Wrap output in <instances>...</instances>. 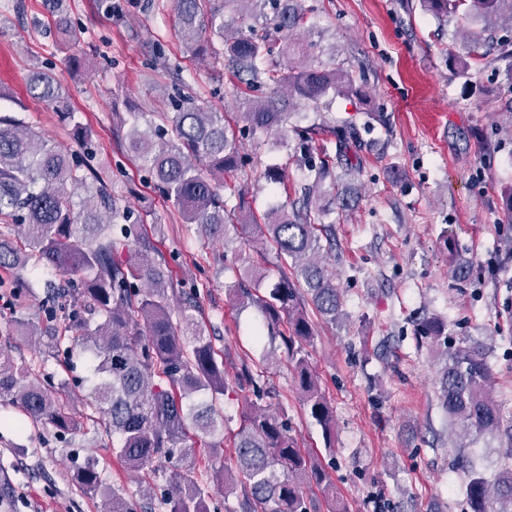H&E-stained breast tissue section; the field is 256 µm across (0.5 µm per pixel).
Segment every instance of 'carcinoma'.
<instances>
[{"mask_svg":"<svg viewBox=\"0 0 512 512\" xmlns=\"http://www.w3.org/2000/svg\"><path fill=\"white\" fill-rule=\"evenodd\" d=\"M420 6L458 32L478 24L490 39L499 28H512V0H420ZM268 8L276 32L288 37L285 46L276 48L277 40L254 25L228 34L233 23L257 20ZM174 10L185 57L196 61L220 52L238 81L271 86L268 95L244 101L241 118L252 133L286 136L295 116L292 106L313 103L328 110L339 96L361 94L344 62L315 56L318 43L304 0H175ZM448 54L465 71L481 63L470 44L458 51L453 42ZM28 91L72 125L81 155L65 154L21 120L0 115V224L18 228L13 237L0 233V268L15 271L20 297L28 288L22 270L32 257L65 276L50 299L68 298L73 309L62 330L48 331L47 345L56 352L65 341L80 348L91 363V390L86 411L78 413L1 346L0 400L60 433L77 431L86 421L104 424L106 434L117 437L116 456L136 472L162 455H192L188 440L209 439L217 449L216 438L224 435L219 408L226 390L224 360L195 320L197 294L171 306L161 272L149 256L154 247L134 212L98 180L92 133L72 111L61 86L36 71ZM375 120L371 112L362 121L325 116L312 136L293 127L312 189L321 188L338 162L344 163L345 177L359 172L361 134ZM122 123L130 125L127 150L151 173L185 223L196 226L201 240L225 239L232 228L258 225L256 253L274 251L278 271L277 281L258 303L272 328L285 325L279 335L297 387L309 415L331 442L332 410L304 353L312 338L305 300L332 323L342 308L334 273L321 260L333 248L331 240H323L331 203L320 193L307 195L289 209L268 213L262 223L242 202L237 212L229 211L215 181L239 167V142L228 134L224 113L192 96L177 99L171 116L159 113L154 119L146 112H129ZM444 242L453 274L466 278L470 267L458 262L454 240L447 235ZM71 330L77 335H67ZM417 334L446 339L448 323L428 318ZM490 376L482 347H447L440 371L442 408L459 435L497 438L512 457V418L504 417L493 397ZM233 454L235 469L220 472L219 480L226 493L242 487L239 512H319L304 491L312 482L336 498L325 470L289 434L287 423L262 405L252 403L241 415ZM462 468L470 512H512V465L492 478L469 461ZM77 480L85 492H98V462L80 465ZM164 504L169 512H208L203 489L192 480L173 482ZM104 512L138 508L114 491Z\"/></svg>","mask_w":512,"mask_h":512,"instance_id":"carcinoma-1","label":"carcinoma"}]
</instances>
